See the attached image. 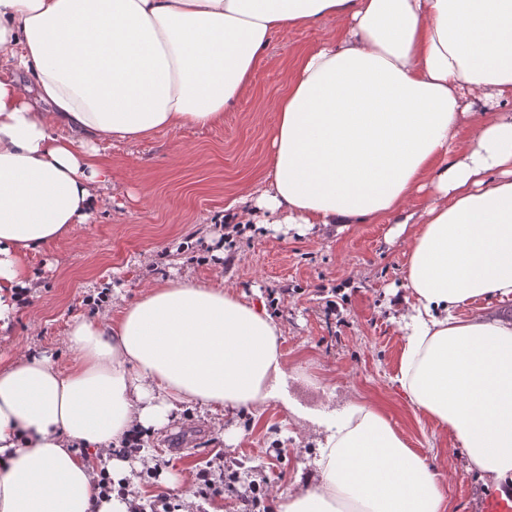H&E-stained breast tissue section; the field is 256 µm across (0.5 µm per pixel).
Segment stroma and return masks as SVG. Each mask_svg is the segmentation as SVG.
<instances>
[{"label": "stroma", "mask_w": 512, "mask_h": 512, "mask_svg": "<svg viewBox=\"0 0 512 512\" xmlns=\"http://www.w3.org/2000/svg\"><path fill=\"white\" fill-rule=\"evenodd\" d=\"M334 20L274 34L250 90L208 127L161 129L139 141L103 143L112 185L87 223L32 258L38 275L28 305L0 335V360L43 352L59 369L71 363L74 319L116 322L159 281L192 280L249 300L282 293L272 315L288 360L276 395L236 414L188 405L144 441L133 473L151 504L184 502L198 469L223 463L266 480L267 512L302 488L325 436L318 419L346 403L377 405L410 448L441 474L446 512H478L493 487L467 470L447 431L419 420L395 382L404 332L397 319L406 293L405 235L391 223L316 227L262 224L219 245L224 208L252 191L271 167L269 133L284 76L303 51L328 39ZM107 291L99 309L87 295ZM156 469L150 479L146 469Z\"/></svg>", "instance_id": "1"}]
</instances>
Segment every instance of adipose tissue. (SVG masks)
I'll return each instance as SVG.
<instances>
[{
	"instance_id": "1",
	"label": "adipose tissue",
	"mask_w": 512,
	"mask_h": 512,
	"mask_svg": "<svg viewBox=\"0 0 512 512\" xmlns=\"http://www.w3.org/2000/svg\"><path fill=\"white\" fill-rule=\"evenodd\" d=\"M333 19L288 70L255 206L303 228L393 218L410 332L395 380L495 486H512V0H0V332L32 257L112 184L101 145L208 126L250 88L270 37ZM426 195L420 210L412 198ZM281 329L230 291L167 280L112 325L75 320L74 359L0 362V512H128L99 462L177 404L251 410L284 375ZM278 512H444L441 474L377 407L328 426ZM456 313L463 318H476L484 315L512 318V299L504 301L494 300L490 304L486 300H479L457 309Z\"/></svg>"
}]
</instances>
